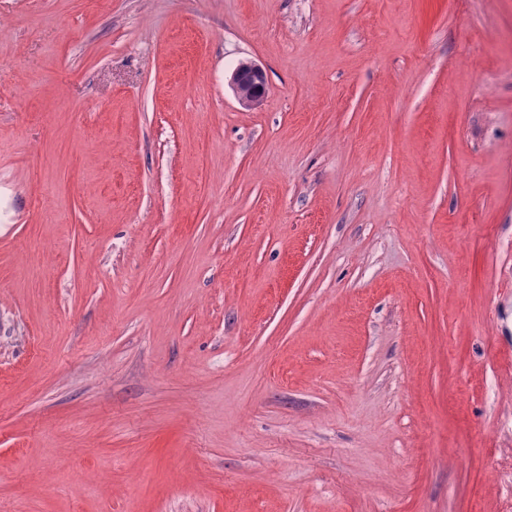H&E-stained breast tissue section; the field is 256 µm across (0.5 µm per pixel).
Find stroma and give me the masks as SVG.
<instances>
[{"mask_svg": "<svg viewBox=\"0 0 512 512\" xmlns=\"http://www.w3.org/2000/svg\"><path fill=\"white\" fill-rule=\"evenodd\" d=\"M0 176V512H512V0H0ZM231 87L245 108L260 104L267 91V80L260 66L252 62H242L233 71Z\"/></svg>", "mask_w": 512, "mask_h": 512, "instance_id": "obj_1", "label": "stroma"}]
</instances>
